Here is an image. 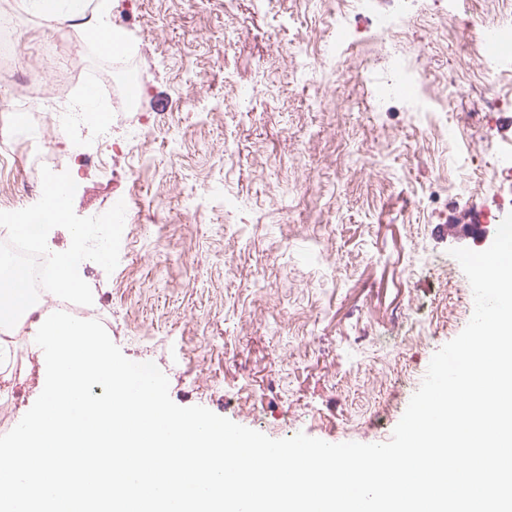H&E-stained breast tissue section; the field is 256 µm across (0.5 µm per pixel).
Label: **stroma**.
<instances>
[{"label":"stroma","instance_id":"stroma-1","mask_svg":"<svg viewBox=\"0 0 512 512\" xmlns=\"http://www.w3.org/2000/svg\"><path fill=\"white\" fill-rule=\"evenodd\" d=\"M107 3L134 49L102 55L86 28L77 66L120 101L112 72L134 64L148 165L126 180L125 126L87 143L106 163L80 169L75 213L97 216L122 198L145 224L113 272L85 267L96 320L126 358L161 369L179 406L273 439L389 441L433 354L470 320L444 326L437 304L452 286L469 302L450 251L474 248L471 225L494 231L506 215L498 204L512 181L490 171L512 154V105L489 113L478 141L440 139L411 123L405 102L378 104L361 82L382 73L379 46L339 71L308 69L297 43L314 54L335 44L336 19L353 15L355 0ZM468 3L455 0L452 25L442 0H421L392 38L430 86L454 75L452 119L480 109L476 90L512 94V81L487 83L477 62L459 60L473 20L512 25V8L486 15ZM242 84L251 100L237 101ZM11 353L0 435L45 383L26 333L13 335Z\"/></svg>","mask_w":512,"mask_h":512}]
</instances>
